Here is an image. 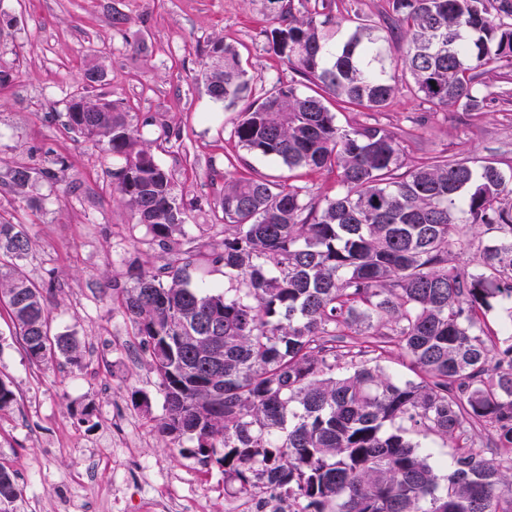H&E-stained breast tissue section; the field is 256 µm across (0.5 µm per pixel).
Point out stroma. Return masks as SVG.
Returning <instances> with one entry per match:
<instances>
[{"label": "stroma", "instance_id": "obj_1", "mask_svg": "<svg viewBox=\"0 0 512 512\" xmlns=\"http://www.w3.org/2000/svg\"><path fill=\"white\" fill-rule=\"evenodd\" d=\"M341 18L381 23L384 0H324ZM267 0H0V65L13 72L0 88V217L23 225L31 248L22 265L49 289L54 331L75 337L81 365L30 361L8 316H0V380L15 393L0 411V466L21 490L7 512H54L77 497L80 512H225L224 468L201 464L193 441L173 446L155 430L164 398L150 358L119 309L132 275L157 272L163 259L116 198L117 162L68 131L70 100L86 91L123 103L156 162L183 196L189 234L209 247L224 241L219 201L224 172L258 171L275 181L280 161L238 147V112L213 101L202 73L213 42L234 46L253 82L249 100L299 82L266 33L278 22ZM100 80L85 87V68ZM399 88L381 112L342 110L343 127L375 121L399 137L405 166L445 154L512 170V82L481 75L495 97L481 112L429 111L410 93L409 74L391 69ZM49 167L58 177L2 186L9 168Z\"/></svg>", "mask_w": 512, "mask_h": 512}]
</instances>
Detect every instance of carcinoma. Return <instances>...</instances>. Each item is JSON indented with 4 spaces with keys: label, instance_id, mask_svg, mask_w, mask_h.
Listing matches in <instances>:
<instances>
[{
    "label": "carcinoma",
    "instance_id": "1",
    "mask_svg": "<svg viewBox=\"0 0 512 512\" xmlns=\"http://www.w3.org/2000/svg\"><path fill=\"white\" fill-rule=\"evenodd\" d=\"M387 4L407 41L413 94L432 110L482 111L490 94L474 88V71L512 65V0ZM277 20L275 50L311 92L274 87L240 111L232 136L290 170L334 167L338 189L317 199L256 171L224 174L219 250L187 236V209L122 103L68 105L70 128L120 160L116 194L173 257L165 277L139 274L120 301L159 378L157 431L195 441L236 495L277 490L289 512H512V342L481 327L496 298L512 299V174L446 155L403 169L393 132L341 127L326 105H388L396 86L383 28L360 24L334 45L342 20L329 13L288 7ZM211 51L207 92L234 108L251 78L234 46ZM8 177L20 190L34 169ZM461 224L492 233L472 271L455 263ZM29 247L21 225L0 221V308L33 362L78 365L75 338L51 332L44 288L17 264ZM199 263L222 267L230 287L193 285ZM391 344L414 377L380 366ZM487 423L491 457L474 440ZM415 435L454 443L447 477ZM20 495L0 467V503Z\"/></svg>",
    "mask_w": 512,
    "mask_h": 512
}]
</instances>
